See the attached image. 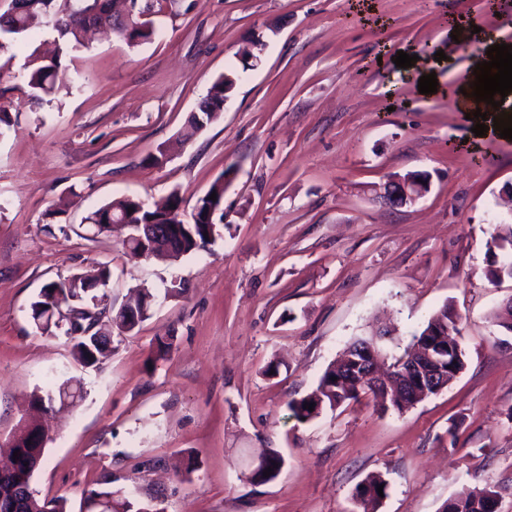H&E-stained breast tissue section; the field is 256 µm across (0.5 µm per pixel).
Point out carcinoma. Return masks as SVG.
<instances>
[{
	"mask_svg": "<svg viewBox=\"0 0 512 512\" xmlns=\"http://www.w3.org/2000/svg\"><path fill=\"white\" fill-rule=\"evenodd\" d=\"M117 0H15L13 8L0 14V52L9 49L22 40L31 29L35 20L42 18L51 24L62 42L63 52L52 57L30 55L26 65L25 82L28 87L29 100L35 104L51 101L56 89L70 80L67 67L62 62L63 53L82 45L83 34L91 27L108 25L112 31L129 46H139L153 40L156 30L150 18L133 17L126 24L112 22V8ZM238 79L234 71H228L218 77L209 88L206 96L198 105V112L205 123L216 119L224 109V86L233 84ZM216 200H211V194ZM224 200V184L217 178L207 193L201 197L196 208L199 215L214 223V215L220 210ZM182 202L177 191H172L153 207H141L134 198H123L106 204L92 211L85 221L89 223L93 234L99 235L108 230V225L123 217L128 228V239L124 245L133 250L140 247L137 239V225L146 224L162 216ZM207 224H194L183 236L182 243L174 244L167 237L155 240L153 251H171L178 255H187L206 248L212 239L204 236ZM489 268L487 276L491 281L504 277L512 278V222L503 221L497 225L488 242ZM111 279V270L99 266L91 271L60 276L45 284L29 305V320L33 326L50 335L61 333L72 343L74 356L87 367L99 369L112 353V337L99 334L96 326L102 318L111 323L117 335L132 332L139 323L146 320L152 308L154 296L149 289L138 287L133 290L128 301L117 311L102 305L104 296L98 291L107 287ZM442 327L458 333L457 316L443 306L427 321L424 328L416 335L420 342L426 333ZM336 363H331L321 376L317 387L301 399L288 402V409L298 421H309L317 413L304 408L313 403L321 409L334 410L351 401L360 400V395H347L338 392ZM84 398L80 386L62 384L57 390L43 394L35 392L29 403L36 409L48 411L55 402L69 403L75 407ZM39 431L35 425L20 428L17 444L11 450L18 451L21 464L8 477L0 478V512H70L67 499L60 497L50 501L37 498L31 487L34 473L40 464L45 448L35 443H28ZM386 485L379 475H370L355 488L353 499L361 512H374L380 501L377 488ZM497 491L484 487L465 497L448 499L441 507V512H496L492 496ZM142 504H136L120 490L104 489L91 491L85 497L80 512H140Z\"/></svg>",
	"mask_w": 512,
	"mask_h": 512,
	"instance_id": "obj_1",
	"label": "carcinoma"
}]
</instances>
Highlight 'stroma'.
Returning <instances> with one entry per match:
<instances>
[{"instance_id": "stroma-1", "label": "stroma", "mask_w": 512, "mask_h": 512, "mask_svg": "<svg viewBox=\"0 0 512 512\" xmlns=\"http://www.w3.org/2000/svg\"><path fill=\"white\" fill-rule=\"evenodd\" d=\"M456 24L512 41V0H177L152 42L98 34L70 51L75 80L42 106L22 73L51 49V27L0 52V461L34 391L85 390L43 419L39 499L79 512L87 493L112 488L155 512H354L356 485L378 473L376 512H439L485 486L512 512V334L492 320L512 278L486 275L487 243L512 218V140H482L490 161L475 163L454 92L478 45L454 41ZM252 38L265 43L259 65L179 144ZM401 51L415 69L396 67ZM420 69L436 73L435 93H419ZM409 172L429 175L417 203L372 201L371 185ZM220 176L207 249L135 259L119 231L87 236L86 216L122 197L176 191L190 214ZM101 265L107 305L139 285L156 303L93 370L27 311L46 283ZM445 305L465 361L447 388L400 413L365 397L291 417L288 401L346 345L386 326L381 352L401 356ZM160 336L173 343L162 358ZM268 448L283 468L253 484Z\"/></svg>"}]
</instances>
